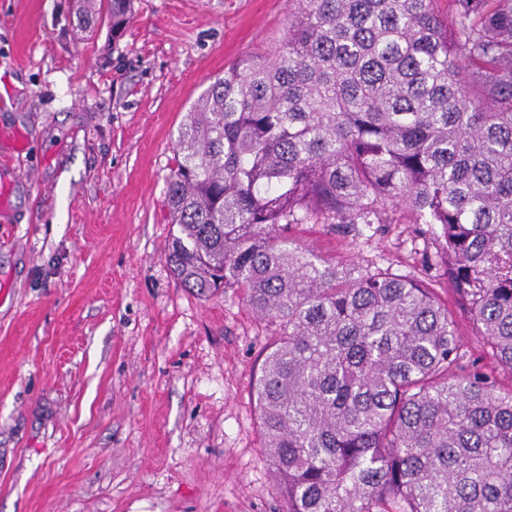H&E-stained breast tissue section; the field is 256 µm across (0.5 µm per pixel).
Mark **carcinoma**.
<instances>
[{
  "label": "carcinoma",
  "mask_w": 512,
  "mask_h": 512,
  "mask_svg": "<svg viewBox=\"0 0 512 512\" xmlns=\"http://www.w3.org/2000/svg\"><path fill=\"white\" fill-rule=\"evenodd\" d=\"M264 60L187 112L166 262L280 333L254 380L281 512H512V386L426 282L294 224H428L484 357L512 373V0H289ZM132 0H85L112 31Z\"/></svg>",
  "instance_id": "1"
}]
</instances>
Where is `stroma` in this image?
<instances>
[{
  "instance_id": "35a3bbf8",
  "label": "stroma",
  "mask_w": 512,
  "mask_h": 512,
  "mask_svg": "<svg viewBox=\"0 0 512 512\" xmlns=\"http://www.w3.org/2000/svg\"><path fill=\"white\" fill-rule=\"evenodd\" d=\"M0 0V512H278L252 389L273 325L184 288L166 179L187 112L266 57L288 0ZM311 253L452 301L426 224H301ZM105 2L107 15L112 20V31L122 30L130 21L132 0H86L83 10L86 14H99Z\"/></svg>"
}]
</instances>
